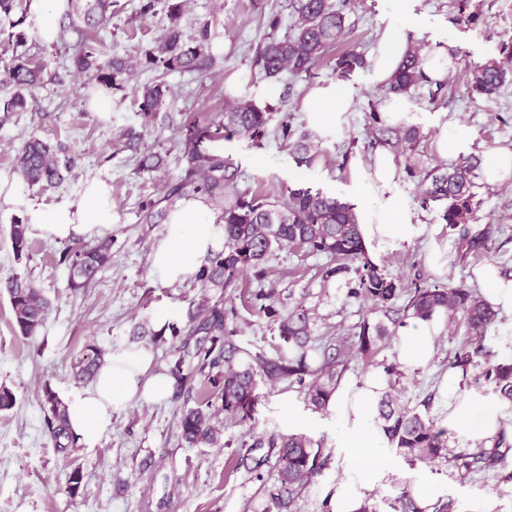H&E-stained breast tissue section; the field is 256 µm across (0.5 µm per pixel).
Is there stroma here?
Listing matches in <instances>:
<instances>
[{
  "label": "stroma",
  "mask_w": 512,
  "mask_h": 512,
  "mask_svg": "<svg viewBox=\"0 0 512 512\" xmlns=\"http://www.w3.org/2000/svg\"><path fill=\"white\" fill-rule=\"evenodd\" d=\"M291 0H187L180 24L185 34L197 35L211 23L220 36L213 44L216 67L204 75L167 72L163 79L171 90L168 107L152 122H143L135 89L154 79L142 72L112 91V111L102 119L86 103L88 77L71 61L78 39L67 32L63 39L42 43L32 20H25L22 39L0 35V106L15 89L7 69L17 58L41 63L42 83L27 93L24 110L0 109V188L15 189L14 201L0 198V387L9 388L15 405L0 412V512H263L267 496L249 466L237 463L240 444L250 432H287L288 420L278 409L280 390H266L257 407L256 422L248 427L224 422L220 445L189 448L180 437L179 416L184 405H195L200 389L168 397L160 404L134 401L112 416L111 426L92 441H78L69 453L56 452L45 431L40 402L43 385H51L62 399L88 390L89 382L76 380L71 363L92 345L102 350L128 345L137 327L161 307L171 320L185 325L189 307L201 294L218 297V288L201 290L194 279L157 280L151 271L153 248L163 238L170 210L176 200L169 191L183 179L188 159L183 128L193 119L209 120L223 111L228 97L244 96L259 107L270 108L274 120L291 118L306 123L305 100L316 88L343 83L352 87L355 106L343 117L337 134L326 135L325 153L313 169L297 167L287 145L274 134L261 143L233 136L212 142L214 151L229 157L237 172L239 189L279 195L287 186L303 181L353 202L357 196L348 165L369 161L366 118L369 105L381 88L372 71L358 68L338 76L334 58H327L313 75L293 81L264 78L255 59L269 17L280 20L279 32L292 22ZM140 0H113L112 20L99 37L107 53L135 54L152 48L166 25L165 14L142 18ZM408 25L415 39L427 49L451 47L452 65L436 98L420 95L407 103L409 121L424 134L414 161L425 169L444 164L440 139L444 130L470 127L473 143L468 153L484 157L494 149L512 150V80L490 100L471 93L466 85L471 65L501 60V45L512 41V0H470L473 20L460 18L453 0H410ZM390 0H351L345 7L343 47L371 52L389 20ZM128 127L142 137L136 149L119 141ZM35 136L61 146L74 165L65 180L52 188L38 186L19 191V174L13 166L22 140ZM148 154L165 158V174L139 168ZM396 177L390 188L407 209L412 223L421 227L411 242H388L379 260L388 273L404 279L424 274L428 283L438 278L427 264V251L437 246L451 265L446 276L468 280L473 266L491 261L512 274V184L475 187L478 212L467 224L469 236L491 229L488 247L461 254L458 232L447 231L436 209H422L415 183L406 171L403 156H395ZM106 183L112 196V262L95 282L74 292L67 286L68 271L58 262L63 241L49 240L37 226H30V248L15 256L7 229L13 219L28 220L30 211L47 210L80 198L88 180ZM154 199L152 216L141 203ZM319 257L288 249L271 260L272 274L265 288H272L281 305L304 303L316 314L314 333L326 336L361 321L365 310L346 299L336 286H323L318 275ZM21 275L39 288L50 302L45 328L34 337H22L14 326L7 278ZM493 351L496 361H512V320L501 317L488 329L484 341L474 340L464 322L442 329L435 356L424 369L402 371L404 399L413 407H426L439 418L445 398L439 389L448 358L459 349L474 357L460 381L461 389L489 398L491 386L481 380L485 366L477 346ZM323 441L329 458L321 473L304 489L294 512H333L329 501L340 482L349 480L338 448L339 432L331 413H318L307 430ZM384 469L377 479L358 485L359 497H389L411 474L424 476L440 500H454L457 512H512V450L495 468L463 479L453 463L410 467L390 449H382ZM80 468L83 479L77 494H69L71 468Z\"/></svg>",
  "instance_id": "obj_1"
}]
</instances>
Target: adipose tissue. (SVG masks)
Here are the masks:
<instances>
[{
  "instance_id": "ef3b65f1",
  "label": "adipose tissue",
  "mask_w": 512,
  "mask_h": 512,
  "mask_svg": "<svg viewBox=\"0 0 512 512\" xmlns=\"http://www.w3.org/2000/svg\"><path fill=\"white\" fill-rule=\"evenodd\" d=\"M408 0H394L393 19L387 25L372 58L377 83L392 78L407 49L405 19ZM353 105L349 87L336 85L313 90L306 110L312 125L321 131L335 127L341 114ZM396 168L392 153L383 148L371 163L351 171L353 187L363 201L356 209L364 245L370 259H378L382 246L390 240L409 241L418 233L401 202L388 189ZM33 219L48 236L68 240L77 236L93 238L112 224V202L108 187L89 181L78 202L34 213ZM224 239L208 207L198 199L181 201L168 216L166 235L152 254V273L162 280L193 275L202 257L217 249ZM473 273L480 294L499 316L512 319V275H504L493 263L477 265ZM442 329L438 320L407 319L395 344L398 363L407 370L426 367L434 354V342ZM460 369L449 370L442 380L448 399V413L442 425L449 433L475 445H490L500 431L512 435L498 401L479 399L460 390ZM173 378L161 372L151 347L123 346L111 349L100 366L90 390L67 402L68 422L74 435L91 440L112 423L114 412L133 399L157 403L168 397ZM384 378L376 373L358 381L340 383L331 398L329 411L340 431V447L350 471L370 478L375 469L372 458L385 447L386 438L377 419L376 404L385 388Z\"/></svg>"
}]
</instances>
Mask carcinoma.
Listing matches in <instances>:
<instances>
[{
	"instance_id": "obj_1",
	"label": "carcinoma",
	"mask_w": 512,
	"mask_h": 512,
	"mask_svg": "<svg viewBox=\"0 0 512 512\" xmlns=\"http://www.w3.org/2000/svg\"><path fill=\"white\" fill-rule=\"evenodd\" d=\"M22 0H0V33L5 27L23 24L25 16L13 19ZM163 4L167 24L154 47L144 54H127L104 58L103 46L77 43L74 66L91 76L93 85L113 88L136 73L164 68L181 72L206 74L216 64L210 52L211 33L205 23L199 35L191 37L180 26L186 0H141L139 16L156 14ZM112 0H69L66 17L69 27L82 36L99 29L112 19ZM294 22L289 33L278 37L268 33L263 38L258 62L267 78L286 72L298 78L308 75L341 43L346 34V15L336 0H292ZM409 48L390 82L382 86L380 98L373 102L368 115L374 143L395 152L414 151L422 138L414 124L388 125L381 113L393 98L413 97L427 87L441 84L431 80L424 71L427 62L424 43L408 39ZM364 54L351 49L336 58L334 71L343 76L356 68H365ZM43 66L19 60L8 68V80L17 92L4 103L3 111L17 112L26 106L23 91L41 80ZM508 69L497 61L477 65L471 72L470 90L491 98L507 81ZM169 88L154 80L139 89V111L147 123L168 103ZM272 115L252 100L229 98L219 119L206 123L191 122L186 130L184 146L189 168L178 185L192 187L221 211L224 243L201 263L194 280L203 288L224 289V296L212 300L199 299L188 312V323L180 328L169 323L152 333V341L164 339L171 332V344L165 357L168 372L175 379L177 393L192 390L200 378L204 397L196 405L185 407L179 418L181 437L189 448L214 446L219 442L215 418L224 414L240 424L254 421L259 390H273L283 384L297 385L305 394L307 406L314 412L328 409L329 400L348 370L349 363L360 359L370 363L378 352L396 337V326L402 317L431 319L444 317L452 324L462 317L474 335L483 336L497 320V312L486 304L474 289L464 282L429 285L416 278L409 283L387 273L366 254L355 205L321 188L297 185L286 187L280 195L270 198L257 191L241 190L231 182L227 171L230 160L211 152L205 142L224 137L229 132L251 140H260ZM276 135L288 144L295 164L312 168L323 153L322 140L316 132L289 119L281 120ZM16 169L22 182L32 187L51 188L59 185L69 172L73 160L61 158L49 143L30 137L16 153ZM477 165L468 157H460L448 167L426 172L406 164L409 177L417 179L421 206L441 208V219L448 229L475 219L474 198ZM28 224L20 219L10 224V240L16 256L28 252ZM288 248L303 249L312 255H323L328 261L319 269L323 284L346 289V298L367 309L362 320L346 332L316 336L310 310L299 302L283 309L275 292L262 288L256 292L240 287L239 277L264 283L271 273L268 262L276 253ZM112 240L103 239L93 245H67L59 263L69 273L68 286L73 290L89 287L99 271L111 260ZM356 277H351L350 273ZM10 297L15 327L23 337H32L44 327L49 302L26 279L19 275L4 285ZM250 306L268 319L279 343L267 351L251 347L239 340L237 305ZM102 354L89 346L76 358L74 375L92 378L100 367ZM388 391L378 402V418L388 438V446L411 467L431 465L439 460L453 461L462 475L477 469H489L501 463L505 454L499 451L507 444L500 436L493 448L471 454L448 456L447 430L434 419L415 408L400 403L403 388L399 387L397 371L388 368ZM482 377L490 383L499 399L512 402V362L487 361ZM45 425L57 451L65 453L77 442L69 428L66 405L48 384L42 390ZM268 448L256 461V467L270 465L267 474L256 478L271 482L265 512H290L304 488L320 472L324 460L323 443L305 433H272L256 438L250 449ZM391 512H426L414 497L412 483L404 481L396 496L388 503Z\"/></svg>"
}]
</instances>
